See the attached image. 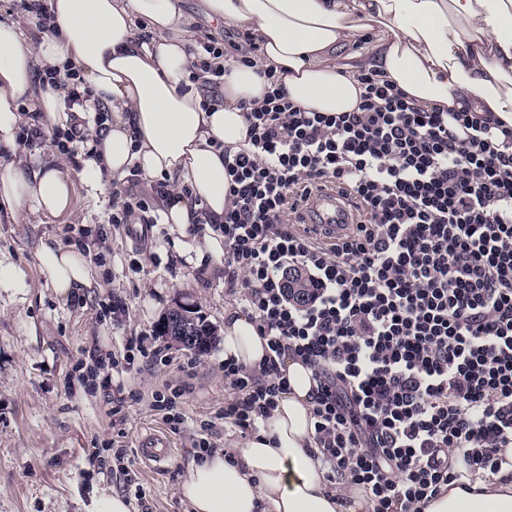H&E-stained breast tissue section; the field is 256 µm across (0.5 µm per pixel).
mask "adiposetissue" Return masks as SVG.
I'll use <instances>...</instances> for the list:
<instances>
[{
  "instance_id": "adipose-tissue-1",
  "label": "adipose tissue",
  "mask_w": 512,
  "mask_h": 512,
  "mask_svg": "<svg viewBox=\"0 0 512 512\" xmlns=\"http://www.w3.org/2000/svg\"><path fill=\"white\" fill-rule=\"evenodd\" d=\"M210 18L251 33L260 48L254 64L230 63L222 104L203 105L211 75L193 71L198 43L181 0H47L28 26L0 18V146L15 149L23 101L41 113L45 143L28 159L0 166V200L12 215H60L70 210L75 184L87 196L105 193L104 177L123 179L131 167L168 179L174 190L157 201L162 223L181 234L224 221L229 177L225 151L246 147L241 103H261L262 70H282L290 99L307 110L350 112L359 102L361 71L376 70L422 106L459 102L489 110L512 125V0H204ZM41 28L32 41L27 27ZM376 40L363 42L365 32ZM358 43L345 62L339 47ZM74 72L90 104L110 111L96 123L86 107L51 85L49 71ZM78 124L85 141L82 169L59 163L56 130ZM40 274L62 298L93 287L91 253L42 242ZM224 353L258 365L265 342L236 309L224 312ZM288 390L260 431L232 448L190 463L181 485L192 512H365L362 490L325 478L310 454L313 370L286 358ZM500 472H469L442 488L424 512H512V447Z\"/></svg>"
}]
</instances>
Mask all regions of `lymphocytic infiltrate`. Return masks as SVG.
<instances>
[{
    "instance_id": "lymphocytic-infiltrate-1",
    "label": "lymphocytic infiltrate",
    "mask_w": 512,
    "mask_h": 512,
    "mask_svg": "<svg viewBox=\"0 0 512 512\" xmlns=\"http://www.w3.org/2000/svg\"><path fill=\"white\" fill-rule=\"evenodd\" d=\"M243 105L248 146L224 157V283L268 351L224 361L216 417L242 435L288 389L286 357L313 370L314 444L331 483L370 512H420L467 469L497 473L512 446V127L469 105H418L377 71L353 112H315L274 70ZM361 210L326 247L288 216L318 185ZM313 290L290 297L285 272Z\"/></svg>"
}]
</instances>
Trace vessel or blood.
I'll return each mask as SVG.
<instances>
[{
  "mask_svg": "<svg viewBox=\"0 0 512 512\" xmlns=\"http://www.w3.org/2000/svg\"><path fill=\"white\" fill-rule=\"evenodd\" d=\"M359 221V211L342 192L332 186L314 190L304 202L298 219L302 228L321 232L323 243L329 246ZM173 453L174 445L164 433L149 431L141 434L138 440L137 455L149 467L160 466Z\"/></svg>",
  "mask_w": 512,
  "mask_h": 512,
  "instance_id": "vessel-or-blood-1",
  "label": "vessel or blood"
}]
</instances>
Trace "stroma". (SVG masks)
I'll use <instances>...</instances> for the list:
<instances>
[{"label":"stroma","mask_w":512,"mask_h":512,"mask_svg":"<svg viewBox=\"0 0 512 512\" xmlns=\"http://www.w3.org/2000/svg\"><path fill=\"white\" fill-rule=\"evenodd\" d=\"M106 195L93 201L76 186L70 212L12 217L0 204V251L27 269L25 300L0 298V512H88L94 493L124 494L131 512H187L179 494L185 470L198 455L193 441L200 424L223 407L224 311L235 300L217 268L199 273L173 248L166 224L131 235L112 221V192L152 197L149 180L130 173L107 181ZM64 245L100 242L105 260L103 288L68 299L44 285L37 266L42 241ZM182 302L210 323L216 336L199 353L158 336V324ZM116 314L102 317L106 304ZM157 336L169 362L141 372L126 371V340ZM105 347L114 365L104 378L86 380L91 349ZM188 384L183 431L174 433V456L161 468H147L135 453L146 428H164L153 409L154 393ZM121 420H114L113 407ZM142 494L125 491V482Z\"/></svg>","instance_id":"1"}]
</instances>
